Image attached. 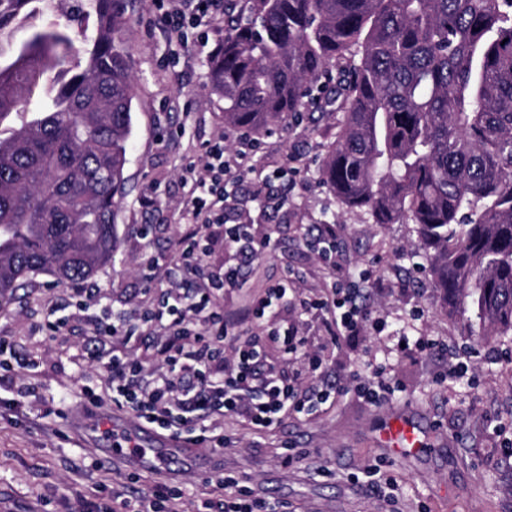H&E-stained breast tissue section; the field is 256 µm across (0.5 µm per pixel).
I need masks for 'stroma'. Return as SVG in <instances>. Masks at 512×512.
<instances>
[{
    "mask_svg": "<svg viewBox=\"0 0 512 512\" xmlns=\"http://www.w3.org/2000/svg\"><path fill=\"white\" fill-rule=\"evenodd\" d=\"M126 37L135 77V127L125 169L127 194L115 213L117 248L111 264L91 280L102 302L89 312L75 306L72 288L38 276L19 298L0 307V336L18 350H37L44 361L34 379L39 398L32 407H0V512H86L89 504L121 512L124 501L158 485L176 488V512H208L207 500L238 495L274 503L279 512H512V336L479 339L464 317L448 318L426 273L428 263L415 248L411 220L378 224L365 210L341 206L323 182L324 155L336 138L340 112L323 101L306 102L298 118H285L259 134L267 169L293 163L299 170L285 212L254 211L251 222L273 232L276 247L260 263L262 278L294 272L300 297L326 292V283L305 242L310 224L336 229V263L343 270L374 269L382 281L370 294L382 330H366L352 344L331 343L320 317L309 316L306 337L337 385L327 402L289 413L281 423L252 431L227 421L229 443L193 446L208 466L164 474L125 470L104 462L100 449L112 444V430L91 435L75 429L72 416L95 391L100 416L119 410L97 365L73 362L84 346L88 313L114 307L135 314L167 287L164 276L145 282L140 267L149 256L171 255L179 228L170 206L183 188L179 167L188 155L202 154L214 135L223 134L234 151L236 130L224 125V101L211 94L205 52L189 31L186 47L170 45L157 0H129ZM155 192L159 207L139 205ZM67 320L54 336L33 337L32 323L47 311ZM434 340L429 352L398 348L399 337ZM467 356L466 377L449 373L453 357ZM382 364L391 394L370 403L351 393L367 379L371 364ZM401 413L420 425L429 446L402 457L380 446L377 429ZM302 456L286 462L287 448ZM232 484H223V477Z\"/></svg>",
    "mask_w": 512,
    "mask_h": 512,
    "instance_id": "35a3bbf8",
    "label": "stroma"
}]
</instances>
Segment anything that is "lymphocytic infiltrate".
Instances as JSON below:
<instances>
[{
  "mask_svg": "<svg viewBox=\"0 0 512 512\" xmlns=\"http://www.w3.org/2000/svg\"><path fill=\"white\" fill-rule=\"evenodd\" d=\"M166 3L161 19L170 41L181 45L187 40V27L217 23L223 0ZM256 148V140L243 132L234 155H226L224 138L218 135L203 158L181 168L184 192L172 211L173 222L181 227L179 250L171 261L152 258L143 277L153 280L156 269L171 262L198 279V286H172L162 300L134 319L118 311L87 319L89 340L82 359L102 366L113 400L131 407L146 423L172 436H188L196 444L211 441L223 446L228 417L263 429L277 422L281 412L305 408L309 398L299 393L304 376L324 375L319 356L304 350L305 314L320 311L334 340L360 336L373 321L364 288L374 274L365 268L351 278L338 275L332 260L336 235L329 224L316 225L314 240L329 277L330 296L289 306L288 280L283 277L250 297L239 311L228 313L219 305L224 290L246 288L248 271L275 245L271 231L243 220L235 205L237 185L252 170ZM296 174L291 166L267 174L252 197L255 207L272 214L284 209L288 197L279 186ZM217 242L229 259L215 270L205 258ZM134 338L160 358L161 371L148 375L143 361L119 356L120 346ZM266 341L277 348V364L266 361ZM39 363L35 353L15 357L12 343L0 336V390L11 389L9 407L26 406L36 396L30 386L12 389L13 370L32 372Z\"/></svg>",
  "mask_w": 512,
  "mask_h": 512,
  "instance_id": "lymphocytic-infiltrate-1",
  "label": "lymphocytic infiltrate"
}]
</instances>
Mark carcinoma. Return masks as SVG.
<instances>
[{
  "mask_svg": "<svg viewBox=\"0 0 512 512\" xmlns=\"http://www.w3.org/2000/svg\"><path fill=\"white\" fill-rule=\"evenodd\" d=\"M33 2L0 0V305L112 261L133 130L126 0L30 22ZM80 16L94 27L78 41ZM332 64L322 179L378 224H416L444 314L511 336L512 0H224L206 60L224 124L255 131L297 114Z\"/></svg>",
  "mask_w": 512,
  "mask_h": 512,
  "instance_id": "1",
  "label": "carcinoma"
}]
</instances>
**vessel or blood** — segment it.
<instances>
[{
  "label": "vessel or blood",
  "instance_id": "1",
  "mask_svg": "<svg viewBox=\"0 0 512 512\" xmlns=\"http://www.w3.org/2000/svg\"><path fill=\"white\" fill-rule=\"evenodd\" d=\"M113 447L103 449L104 457H120L134 468H152L160 464L182 467L202 466L201 458L193 455L179 439L158 432L150 426L130 425L123 417L111 420ZM382 442L398 455L414 453L424 448V432L403 415L391 416L381 435Z\"/></svg>",
  "mask_w": 512,
  "mask_h": 512
}]
</instances>
